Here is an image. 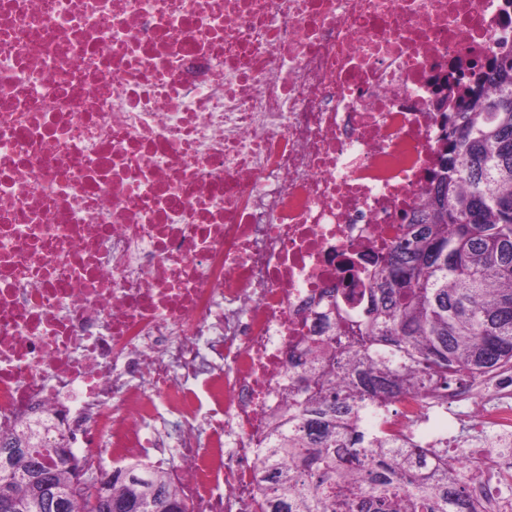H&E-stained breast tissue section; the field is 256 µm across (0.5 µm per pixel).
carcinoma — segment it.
Masks as SVG:
<instances>
[{
	"label": "carcinoma",
	"mask_w": 512,
	"mask_h": 512,
	"mask_svg": "<svg viewBox=\"0 0 512 512\" xmlns=\"http://www.w3.org/2000/svg\"><path fill=\"white\" fill-rule=\"evenodd\" d=\"M495 86L490 93L485 85ZM421 219L402 225L354 316L323 315L329 336L293 353L302 395L261 460L265 512H470L448 443L357 426L371 403L443 400L448 388L512 368V48L455 104ZM112 474L108 512H185L167 472ZM74 473L24 430L0 438V504L46 512Z\"/></svg>",
	"instance_id": "1"
}]
</instances>
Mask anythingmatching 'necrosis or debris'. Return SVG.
I'll use <instances>...</instances> for the list:
<instances>
[{
    "mask_svg": "<svg viewBox=\"0 0 512 512\" xmlns=\"http://www.w3.org/2000/svg\"><path fill=\"white\" fill-rule=\"evenodd\" d=\"M512 0H0V436L169 471L261 512L291 352L420 209ZM370 432H454L474 512H512V374Z\"/></svg>",
    "mask_w": 512,
    "mask_h": 512,
    "instance_id": "1",
    "label": "necrosis or debris"
}]
</instances>
